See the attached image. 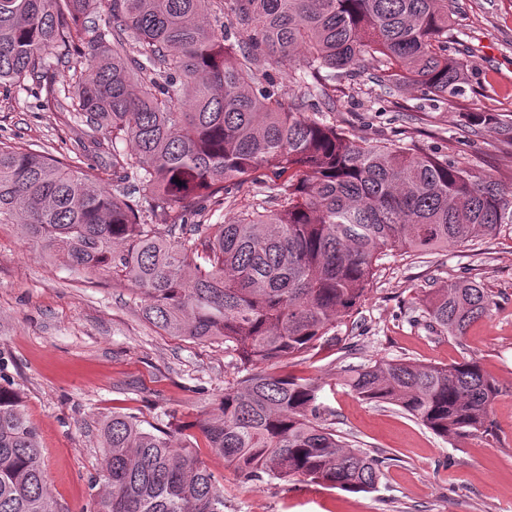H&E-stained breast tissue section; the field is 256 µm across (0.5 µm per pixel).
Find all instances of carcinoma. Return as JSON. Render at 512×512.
Listing matches in <instances>:
<instances>
[{"label":"carcinoma","mask_w":512,"mask_h":512,"mask_svg":"<svg viewBox=\"0 0 512 512\" xmlns=\"http://www.w3.org/2000/svg\"><path fill=\"white\" fill-rule=\"evenodd\" d=\"M452 40L448 0H0V88L44 86L47 104L71 107L86 138L74 163L0 140V224L19 225L53 263L112 271L138 290L152 324L224 344L243 372L191 424L171 412L148 425L112 413L93 512H224L202 447L248 482L376 487L385 459L325 423L322 385L265 366L335 340L386 252L431 254L512 224V179L412 141L367 144L318 118L336 111V82L363 64L389 91L461 92L467 64L448 54ZM72 55L87 66L62 91L48 58ZM272 64L293 67L296 92ZM470 121L512 143V121ZM249 180L270 182L277 208L187 223L197 199L221 193L222 205ZM170 211L180 223L147 222ZM422 303L431 330L450 337L497 305L467 279ZM339 381L440 437L494 434L499 386L476 357L376 361ZM41 455L20 392L0 384V512H62Z\"/></svg>","instance_id":"1"}]
</instances>
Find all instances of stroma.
Returning <instances> with one entry per match:
<instances>
[{
	"mask_svg": "<svg viewBox=\"0 0 512 512\" xmlns=\"http://www.w3.org/2000/svg\"><path fill=\"white\" fill-rule=\"evenodd\" d=\"M453 19L469 72L462 93L443 102L414 90L388 94L360 70L337 83L331 118L367 142L411 138L424 151L510 178L512 146L494 127L472 131L465 116L512 119V0H455ZM44 97L33 85L0 90V139L45 147L64 161L79 156L81 127L72 113L45 107ZM265 198L262 185L248 183L234 203L200 201L193 221L221 224ZM461 278L481 282L497 306L461 338L437 335L420 318L423 292ZM336 334L291 370L321 384L338 435L391 457L376 489L348 493L269 477L248 482L205 450L203 460L223 480L224 512H512V224L428 256L387 253L365 300ZM470 356L501 387L493 439L448 442L396 406L363 402L336 382L349 364L408 358L443 365ZM238 378L223 344L167 335L143 318L128 283L45 261L16 225L0 224V380L23 395L49 491L63 512H88L89 481L102 474L100 429L113 413L151 422L167 409L192 421Z\"/></svg>",
	"mask_w": 512,
	"mask_h": 512,
	"instance_id": "35a3bbf8",
	"label": "stroma"
}]
</instances>
